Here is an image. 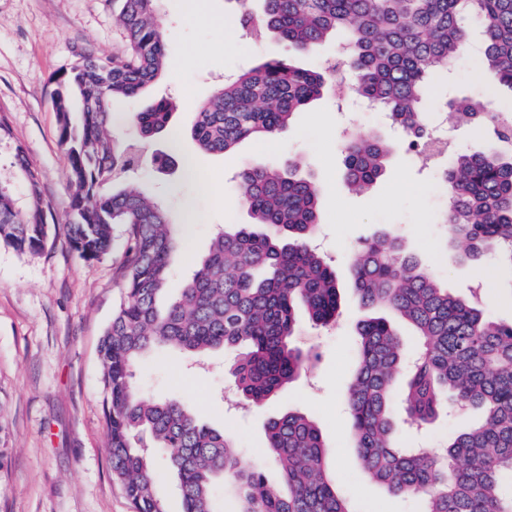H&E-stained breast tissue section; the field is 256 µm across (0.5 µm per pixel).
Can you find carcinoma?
Segmentation results:
<instances>
[{
	"instance_id": "carcinoma-1",
	"label": "carcinoma",
	"mask_w": 512,
	"mask_h": 512,
	"mask_svg": "<svg viewBox=\"0 0 512 512\" xmlns=\"http://www.w3.org/2000/svg\"><path fill=\"white\" fill-rule=\"evenodd\" d=\"M117 18L126 48L112 56L90 51L56 81L52 103L66 146L73 188L64 230L73 247L96 260L112 247L113 228L127 227L125 291L99 345L107 451L135 512H165L156 491L148 436L178 479L182 512H220L215 487L234 491L240 512H355L336 488L323 435L305 414L288 411L266 426V454L282 484H270L223 432L202 424L183 403L135 391L133 369L148 352L178 347L195 354L246 347L232 365L237 390L260 406L310 365L292 344L296 311L322 326L336 322V274L312 246L320 213L313 179L300 162L255 165L239 175V202L253 223L226 224L180 294L162 305L170 259L178 246L164 206L129 186L138 141L172 128L164 99L135 117L137 136H111V107L142 94L165 63L166 34L155 0H123ZM241 27L256 37L274 34L297 53L342 33L350 91L385 110L408 148L430 141L423 99L430 72L461 53L465 14L483 26L479 64L512 89V0H232ZM332 92L325 68H304L291 57L261 61L224 82L195 114L191 138L224 154L254 137L272 138L291 117ZM450 113L486 112L471 99L447 103ZM496 147L459 153L443 171L450 199L448 233L457 259L475 261L503 246L512 287V140L505 128ZM392 145L366 134L346 147L343 180L351 189L378 183ZM13 167L24 179L27 205L0 183V244L38 253L48 234L37 171L18 143ZM112 184V193L101 187ZM360 303L403 317L420 350L404 390L396 386L406 358L390 320L368 316L357 325L358 364L349 386L350 429L367 480L402 496H421L423 512H512V322L501 323L445 287L399 240L380 233L350 259ZM451 395L483 420L448 435L438 453L408 448L397 437L394 401L414 424H428Z\"/></svg>"
}]
</instances>
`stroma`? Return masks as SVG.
<instances>
[{"label": "stroma", "instance_id": "1", "mask_svg": "<svg viewBox=\"0 0 512 512\" xmlns=\"http://www.w3.org/2000/svg\"><path fill=\"white\" fill-rule=\"evenodd\" d=\"M204 3L205 20L186 0H158L168 64L110 124L112 135L125 139L148 103L165 97L175 105L172 123L182 132L180 140L149 138L132 178L134 187L162 197L170 212L180 243L171 261L170 291L178 293L192 276L216 229L250 223L238 202L239 172L298 158L318 184L320 223L313 244L336 273L339 315L327 327L300 317L295 342L314 354L313 365L263 407H247L234 393L228 374L237 356L233 350L213 352L201 362L174 348L154 351L136 366L134 386L149 397L181 401L210 427L231 435L273 484L280 475L265 454L266 424L300 411L320 428L336 486L356 512H421V499L365 481L351 438L347 390L357 365V324L368 310L352 288L349 256L361 240L391 233L453 294L467 299L479 288L483 308L506 323L512 322V270L494 251L475 263L455 260L443 222L448 195L440 168L423 165L401 147L399 132L385 116L361 109L354 95L314 101L275 139H247L223 155L200 151L188 134L197 107L225 76L288 53L278 37L259 43L242 30L236 45L216 50L221 32L211 18L233 19L234 7L227 0ZM121 8V0H0V119L11 129L10 138L0 141V179L14 178L13 146L23 144L39 174L49 222L41 252L20 255L0 247V512H134L106 452L98 355L124 292L127 232L115 226L111 252L96 261L71 247L63 227L73 189L51 101L55 78L79 52L110 55L123 49L116 21ZM465 23L472 38L448 71L430 82L427 112L442 110L451 98H512L511 89L475 63L481 22L469 17ZM347 130L357 136L371 132L396 145L381 181L357 191L347 190L342 178ZM168 155L193 158L202 179L183 178L176 166L161 168L160 159ZM481 419L477 410H444L421 430H400L399 437L411 447L435 448Z\"/></svg>", "mask_w": 512, "mask_h": 512}]
</instances>
